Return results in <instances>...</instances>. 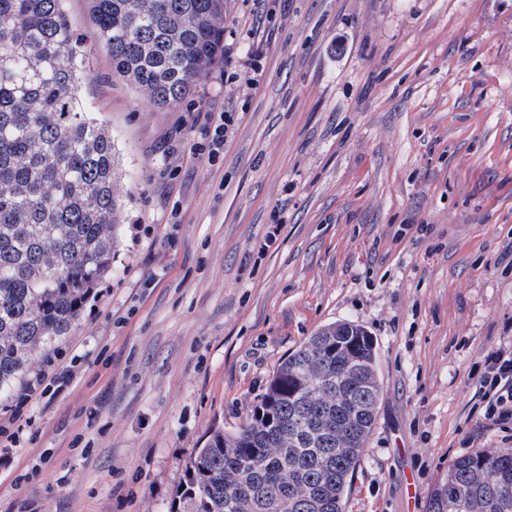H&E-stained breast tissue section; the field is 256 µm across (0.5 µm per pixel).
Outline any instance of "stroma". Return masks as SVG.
I'll return each instance as SVG.
<instances>
[{"label":"stroma","instance_id":"1","mask_svg":"<svg viewBox=\"0 0 512 512\" xmlns=\"http://www.w3.org/2000/svg\"><path fill=\"white\" fill-rule=\"evenodd\" d=\"M63 5L123 222L111 277L31 363L74 375L26 406L0 512H167L196 448L335 321L373 337L382 388L344 512H426L452 459L512 448L478 382L512 344V0H225V54L172 111L113 78L87 0ZM210 112L215 163L189 152Z\"/></svg>","mask_w":512,"mask_h":512}]
</instances>
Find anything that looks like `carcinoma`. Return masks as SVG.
Segmentation results:
<instances>
[{
	"label": "carcinoma",
	"mask_w": 512,
	"mask_h": 512,
	"mask_svg": "<svg viewBox=\"0 0 512 512\" xmlns=\"http://www.w3.org/2000/svg\"><path fill=\"white\" fill-rule=\"evenodd\" d=\"M112 76L176 109L222 53L224 0H89ZM90 74L62 0H0V394L69 336L112 275V135L79 102ZM359 324L303 341L232 432L215 430L168 512H343L381 395ZM428 512H512V448L455 458Z\"/></svg>",
	"instance_id": "1"
}]
</instances>
